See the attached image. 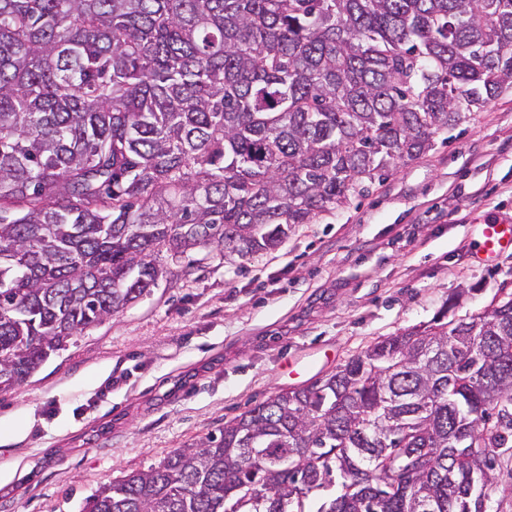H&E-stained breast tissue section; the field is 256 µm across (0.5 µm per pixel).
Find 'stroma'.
<instances>
[{
    "label": "stroma",
    "mask_w": 512,
    "mask_h": 512,
    "mask_svg": "<svg viewBox=\"0 0 512 512\" xmlns=\"http://www.w3.org/2000/svg\"><path fill=\"white\" fill-rule=\"evenodd\" d=\"M491 221L512 224V88L276 250L159 252L150 293L0 391V512H83L377 340L481 315L512 291V251L473 256Z\"/></svg>",
    "instance_id": "obj_1"
}]
</instances>
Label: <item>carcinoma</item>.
Wrapping results in <instances>:
<instances>
[{
    "mask_svg": "<svg viewBox=\"0 0 512 512\" xmlns=\"http://www.w3.org/2000/svg\"><path fill=\"white\" fill-rule=\"evenodd\" d=\"M510 86L512 0H0V391L157 285L159 248L274 250ZM491 448H512V293L84 512H486Z\"/></svg>",
    "mask_w": 512,
    "mask_h": 512,
    "instance_id": "cac0c4a2",
    "label": "carcinoma"
}]
</instances>
